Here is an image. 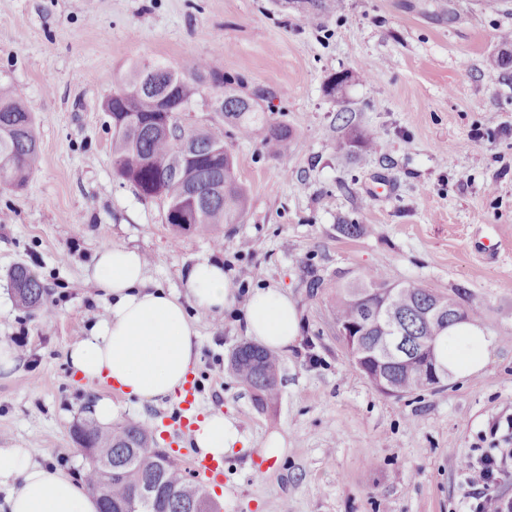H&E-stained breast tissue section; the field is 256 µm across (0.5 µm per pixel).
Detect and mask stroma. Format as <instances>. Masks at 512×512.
<instances>
[{"label": "stroma", "instance_id": "35a3bbf8", "mask_svg": "<svg viewBox=\"0 0 512 512\" xmlns=\"http://www.w3.org/2000/svg\"><path fill=\"white\" fill-rule=\"evenodd\" d=\"M511 27L512 5L481 0H345L317 27L277 0H0V85L25 89L39 145L24 189H0V343L18 360L0 374V448L80 477L72 430L89 397L125 402V419L152 427L172 415L173 400H128L77 377L67 349L107 305L87 285L99 250L139 248L152 280L179 292L209 257L228 273L259 268L239 300L279 288L301 322L263 410L228 368L245 340L234 316L192 315L197 410L223 412L246 441L209 489L220 512H466L459 460L512 448V68L484 65ZM188 56L243 77L244 94L263 91L267 118L290 131L283 166L258 135L225 125L247 207L215 240L173 230L114 176L102 107L132 66ZM343 73L350 81L330 97ZM354 131L376 150L347 147ZM343 224L366 231L350 237ZM18 264L45 286L51 316L17 304ZM375 269L481 299L480 323L500 338L487 366L436 391L379 393L351 365L333 315L337 287ZM275 430L288 447L267 469L259 450Z\"/></svg>", "mask_w": 512, "mask_h": 512}]
</instances>
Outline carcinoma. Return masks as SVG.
<instances>
[{"instance_id": "obj_1", "label": "carcinoma", "mask_w": 512, "mask_h": 512, "mask_svg": "<svg viewBox=\"0 0 512 512\" xmlns=\"http://www.w3.org/2000/svg\"><path fill=\"white\" fill-rule=\"evenodd\" d=\"M342 0H280L310 23L320 21ZM505 49L487 58L491 68L512 65V30L502 31ZM147 65L134 68L104 102L112 119V162L115 176L132 183L141 197L159 203L165 221L178 231L209 233L221 224H236L246 210L247 197L238 184L232 154L224 147V123L236 125L246 134H262L266 148L282 166L288 164V129L269 122L257 90L239 93L243 85L209 69L198 57L184 59L178 70L160 72L156 88L138 87L137 77ZM224 99V111L204 128H189L180 121L205 82ZM24 89L0 87V187L22 189L36 168L38 139L35 119L23 104ZM192 139L191 152H184L178 137ZM17 302L27 309L51 310L44 301V288L23 264L10 275ZM394 315L410 349L401 360L385 359L378 353L387 317ZM481 302L463 288L440 293L414 282L392 284L380 270L336 292V327L348 332L342 341L351 365L388 396H401L420 389H438L422 359L438 366V337L463 320L479 319ZM230 368L250 388L257 406L278 395L279 361L273 352L243 342L231 353ZM76 443L90 449L85 471L89 489L102 505L101 512H125L135 506L140 512H218L206 490L187 480L185 471L162 448L152 447L150 430L137 422L119 423L105 430L86 418L73 429ZM143 487L156 488L149 500L140 497Z\"/></svg>"}]
</instances>
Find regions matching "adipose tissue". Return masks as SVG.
Here are the masks:
<instances>
[{
	"label": "adipose tissue",
	"mask_w": 512,
	"mask_h": 512,
	"mask_svg": "<svg viewBox=\"0 0 512 512\" xmlns=\"http://www.w3.org/2000/svg\"><path fill=\"white\" fill-rule=\"evenodd\" d=\"M108 300L107 314L87 336L68 348L78 376L106 377L126 396L159 401L177 396L200 362V340L189 308L210 314L235 312L245 336L286 352L300 335L295 302L274 287L237 299L232 276L221 263L203 258L185 272V294L155 284L141 251L100 250L90 276ZM497 340L474 323L451 327L436 345V357L465 377L486 366ZM244 438L222 412L206 413L193 432V445L217 459L243 445ZM99 502L63 470L33 460L23 449L0 448V512H99Z\"/></svg>",
	"instance_id": "obj_1"
}]
</instances>
